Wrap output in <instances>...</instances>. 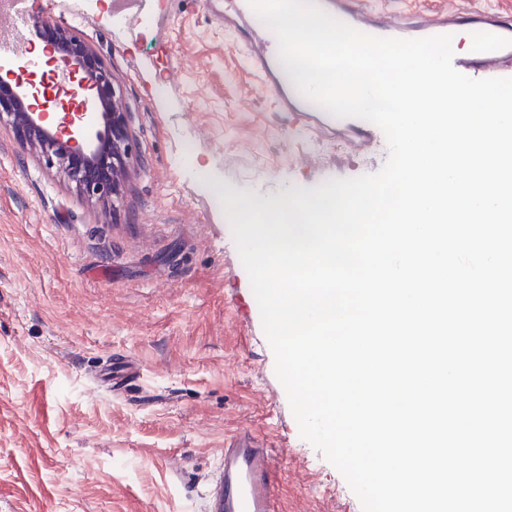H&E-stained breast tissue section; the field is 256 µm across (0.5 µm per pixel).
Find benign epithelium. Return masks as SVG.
<instances>
[{
    "mask_svg": "<svg viewBox=\"0 0 512 512\" xmlns=\"http://www.w3.org/2000/svg\"><path fill=\"white\" fill-rule=\"evenodd\" d=\"M37 27L52 32L47 63L60 66L71 78L62 93L41 90L33 76L39 61L17 66L13 81L0 78V119H9L20 143L56 166L88 198L104 205L120 201L132 165H144L132 140L133 113L118 110L117 81L93 46L44 16ZM64 112L51 121L50 109Z\"/></svg>",
    "mask_w": 512,
    "mask_h": 512,
    "instance_id": "1",
    "label": "benign epithelium"
}]
</instances>
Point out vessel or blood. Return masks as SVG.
<instances>
[{
	"label": "vessel or blood",
	"instance_id": "1",
	"mask_svg": "<svg viewBox=\"0 0 512 512\" xmlns=\"http://www.w3.org/2000/svg\"><path fill=\"white\" fill-rule=\"evenodd\" d=\"M318 5L336 19L371 36L397 38L402 32H414L424 38L451 33L459 19L470 27L471 47L464 56H454L453 66L475 78L512 75V23L484 11L424 16L412 13L403 18L386 10H370L360 0H317ZM7 22L0 26V59L17 58L22 46L32 40L37 28L22 4L0 12ZM236 16L248 19L249 27L238 32L240 50L249 58L265 87L276 94L279 112L297 125L327 134L343 130L356 148L369 149L381 130L362 119L333 116L324 109H312L283 68L274 32L258 17L249 0H236ZM210 512H277L276 490L271 477V458L248 431L241 430L224 440L222 480L212 495Z\"/></svg>",
	"mask_w": 512,
	"mask_h": 512
}]
</instances>
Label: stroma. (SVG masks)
I'll list each match as a JSON object with an SVG mask.
<instances>
[{
  "mask_svg": "<svg viewBox=\"0 0 512 512\" xmlns=\"http://www.w3.org/2000/svg\"><path fill=\"white\" fill-rule=\"evenodd\" d=\"M150 8L171 15L166 38L116 23L112 0L29 2L112 70L145 164L111 208L0 123V512H209L239 429L269 450L278 512H362L300 435L214 194L375 173L388 147L275 112L218 20L224 0ZM117 359L137 371L120 391L105 377Z\"/></svg>",
  "mask_w": 512,
  "mask_h": 512,
  "instance_id": "obj_1",
  "label": "stroma"
}]
</instances>
